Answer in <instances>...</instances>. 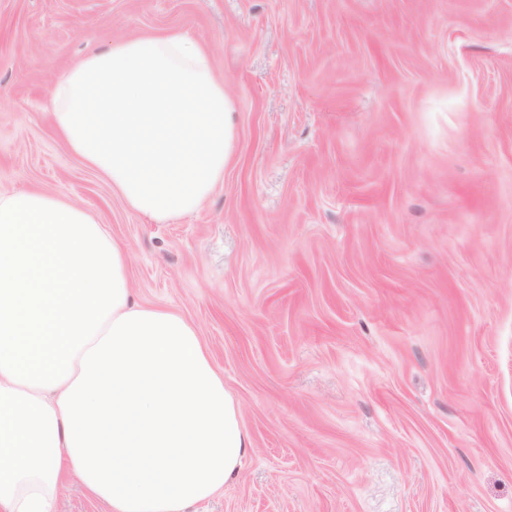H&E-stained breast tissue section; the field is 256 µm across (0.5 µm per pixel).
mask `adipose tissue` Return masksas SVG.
Wrapping results in <instances>:
<instances>
[{
	"instance_id": "obj_1",
	"label": "adipose tissue",
	"mask_w": 512,
	"mask_h": 512,
	"mask_svg": "<svg viewBox=\"0 0 512 512\" xmlns=\"http://www.w3.org/2000/svg\"><path fill=\"white\" fill-rule=\"evenodd\" d=\"M56 134L127 210L193 214L223 181L235 105L187 31L116 39L55 79ZM251 446L198 328L136 302L128 249L65 193L0 192V512H186ZM57 512H106L105 506L91 500L73 479L68 480L59 495Z\"/></svg>"
}]
</instances>
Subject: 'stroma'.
I'll list each match as a JSON object with an SVG mask.
<instances>
[{
	"label": "stroma",
	"mask_w": 512,
	"mask_h": 512,
	"mask_svg": "<svg viewBox=\"0 0 512 512\" xmlns=\"http://www.w3.org/2000/svg\"><path fill=\"white\" fill-rule=\"evenodd\" d=\"M187 30L236 106L174 224L54 134L58 73ZM62 191L196 324L252 446L190 512H512V0H0V191Z\"/></svg>",
	"instance_id": "obj_1"
}]
</instances>
